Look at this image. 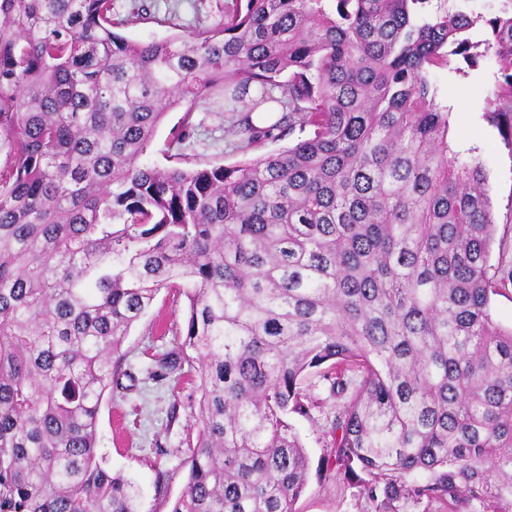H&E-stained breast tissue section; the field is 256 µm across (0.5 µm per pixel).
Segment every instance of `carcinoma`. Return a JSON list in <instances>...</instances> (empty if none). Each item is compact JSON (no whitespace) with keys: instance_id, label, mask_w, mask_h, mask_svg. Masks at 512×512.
Instances as JSON below:
<instances>
[{"instance_id":"carcinoma-1","label":"carcinoma","mask_w":512,"mask_h":512,"mask_svg":"<svg viewBox=\"0 0 512 512\" xmlns=\"http://www.w3.org/2000/svg\"><path fill=\"white\" fill-rule=\"evenodd\" d=\"M224 0L185 39L115 32V0H0V512H137L97 448L123 342L166 290L199 380L170 512H296L289 418L336 399L337 469L375 512H512V328L491 314L483 165L448 144L430 69L469 0ZM512 139V0L486 21ZM224 89L230 166L141 163L167 113Z\"/></svg>"}]
</instances>
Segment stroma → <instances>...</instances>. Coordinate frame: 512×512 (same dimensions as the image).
Masks as SVG:
<instances>
[{"label": "stroma", "instance_id": "obj_1", "mask_svg": "<svg viewBox=\"0 0 512 512\" xmlns=\"http://www.w3.org/2000/svg\"><path fill=\"white\" fill-rule=\"evenodd\" d=\"M154 18L122 27L121 35L138 42L163 40L180 35L182 27L217 22L224 0H151ZM502 75L493 54H485L476 66L463 57H452L448 66L434 69L432 80L442 105L449 110L448 142L453 149H474L488 180L496 223L491 246V275L500 285L491 301L496 322L512 326V147L487 116ZM182 110L169 112L158 127L143 160L149 164L195 169L232 165L244 158L283 148V141H268L248 153L235 151L224 128L232 120L223 98L211 99L207 110L195 113L196 129L183 142L172 139L171 130ZM186 299L160 293L144 317L132 327L121 351L124 366L135 375L132 390L104 400L98 426V446L105 466L121 472L134 485L139 512H169L172 500L182 492L188 467L187 443L195 439L199 426L194 381L173 383L148 379L149 357L171 349L178 331L184 330ZM330 407L314 411L312 418L294 417L291 423L305 446L310 467L297 512H374L358 486L350 484L330 462L331 450L325 434ZM165 478L167 497L158 499L155 485Z\"/></svg>", "mask_w": 512, "mask_h": 512}]
</instances>
